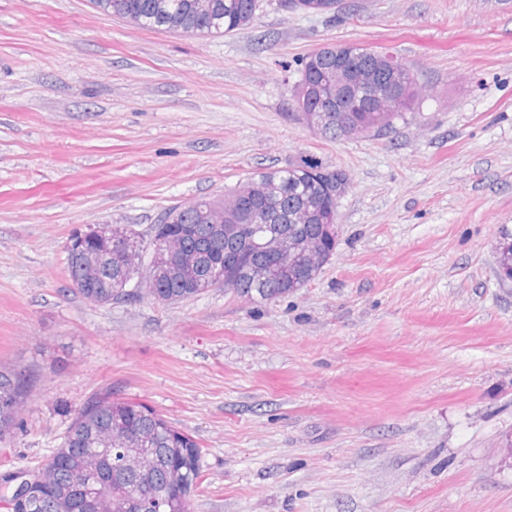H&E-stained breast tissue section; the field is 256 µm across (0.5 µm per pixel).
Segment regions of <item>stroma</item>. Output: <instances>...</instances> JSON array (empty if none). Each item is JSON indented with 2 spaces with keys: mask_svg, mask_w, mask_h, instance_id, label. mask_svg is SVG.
<instances>
[{
  "mask_svg": "<svg viewBox=\"0 0 512 512\" xmlns=\"http://www.w3.org/2000/svg\"><path fill=\"white\" fill-rule=\"evenodd\" d=\"M402 59L425 92L380 136L298 119L327 43ZM310 156L344 170L339 233L285 297L215 288L95 305L67 244ZM512 0H261L221 37L90 0H0V366L36 379L0 475L37 470L103 391L203 451L191 512H512Z\"/></svg>",
  "mask_w": 512,
  "mask_h": 512,
  "instance_id": "obj_1",
  "label": "stroma"
}]
</instances>
